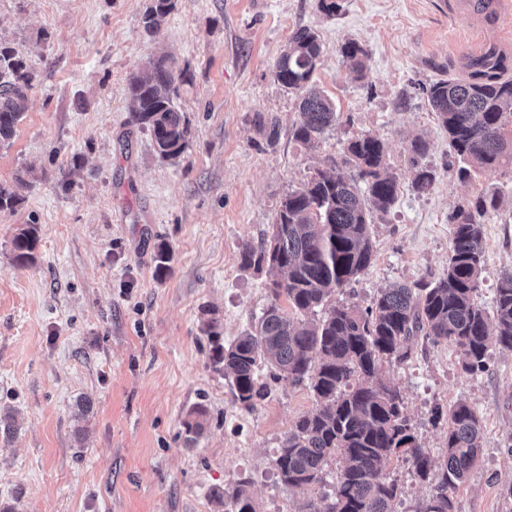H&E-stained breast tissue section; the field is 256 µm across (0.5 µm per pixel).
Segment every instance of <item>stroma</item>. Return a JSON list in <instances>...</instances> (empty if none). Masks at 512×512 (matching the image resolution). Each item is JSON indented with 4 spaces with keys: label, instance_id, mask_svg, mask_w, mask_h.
<instances>
[{
    "label": "stroma",
    "instance_id": "1",
    "mask_svg": "<svg viewBox=\"0 0 512 512\" xmlns=\"http://www.w3.org/2000/svg\"><path fill=\"white\" fill-rule=\"evenodd\" d=\"M179 0L161 31L145 35L150 0H0V42L16 48L33 76L14 137L0 146V183L17 186L14 210L0 212V407L16 427L0 433V507L16 512H225L222 494L243 486L257 512H308L326 504L341 466L299 490L280 482L277 450L311 410L309 389L271 384L255 409L239 404L213 365L202 328L215 321L222 343L252 330L269 305L277 273L247 267L244 245L266 237L280 200L319 167L339 159L352 136L387 145L399 195L372 215L374 259L331 303L368 306L381 288L438 278L446 269L455 207L498 193L482 217L484 270L478 301L494 306L497 280L512 270V168L460 180L448 134L425 89L468 77L483 39L445 0ZM319 36L315 84L338 121L313 148L297 143V93L272 69L290 35ZM505 49L512 70V18L485 37ZM367 53L355 78L341 49ZM166 55L187 83L175 100L188 128L178 158L156 153L133 118L129 82ZM274 118L267 144L257 116ZM428 153L410 165L413 138ZM431 171L427 191L415 167ZM24 184H17V177ZM39 227L32 262L18 264L11 239ZM169 270L157 276L159 245ZM407 359L387 364L421 447L442 460L446 424L434 405H471L486 443L453 512H512V352L492 350L489 369L464 374L454 347L417 337ZM90 400L89 413L78 405ZM207 411L204 433L188 442L185 421ZM385 474L400 496L395 512H420L436 475L419 477L404 458Z\"/></svg>",
    "mask_w": 512,
    "mask_h": 512
}]
</instances>
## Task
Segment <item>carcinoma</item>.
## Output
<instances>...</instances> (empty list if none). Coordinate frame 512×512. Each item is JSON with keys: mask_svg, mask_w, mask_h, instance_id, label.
<instances>
[{"mask_svg": "<svg viewBox=\"0 0 512 512\" xmlns=\"http://www.w3.org/2000/svg\"><path fill=\"white\" fill-rule=\"evenodd\" d=\"M176 2L151 0L142 18L147 35L161 30ZM342 55L354 72L365 70L367 54L358 43L345 44ZM320 57L318 34L301 27L273 64L275 80L299 94L293 137L302 145L336 126L334 103L312 81ZM475 66L469 79L440 80L427 91L432 111L448 132V146L461 163L463 181L501 164L512 166V77L501 58ZM31 82L24 57L0 43V144L15 135ZM178 91L163 57L129 83L135 121L149 130L163 158L177 157L187 147V127L174 105ZM385 154L381 138L361 133L348 140L340 162L317 169L289 191L267 237L242 250L244 265H268L282 273L272 282L271 304L254 330L228 346L219 342L213 324L206 327L214 341L213 364L244 408L256 407L268 395L267 385L260 382L263 364L274 369L277 382L307 383L315 406L296 420L278 449L279 479L305 489L323 481L330 459L343 461L333 502L324 509L311 503L309 512H395L398 487L384 469L400 454L424 479L439 470L436 493L422 512H452L448 491L466 480L478 460L486 441L482 422L464 402L447 411L434 406L433 417L447 423L444 461L435 467L411 430L400 392L381 377V368L394 357L404 359L403 347L415 336L452 344L468 375L487 370L492 347L512 351V271L503 272L497 282L493 316L477 300L484 266L478 218L499 207L497 194L478 196L470 207L450 214L448 266L437 279L383 288L364 309L328 303L333 291L347 287L372 262L371 212L388 211L398 198L399 183L386 170ZM342 166L351 167L353 176L342 175ZM38 240L37 225L17 229L12 238L15 260L32 261ZM282 298L288 306L280 305ZM319 308L323 315L316 320ZM206 416L205 409L194 410L185 423L188 440L203 433ZM228 506L227 512H256L244 487L229 495Z\"/></svg>", "mask_w": 512, "mask_h": 512, "instance_id": "obj_1", "label": "carcinoma"}]
</instances>
